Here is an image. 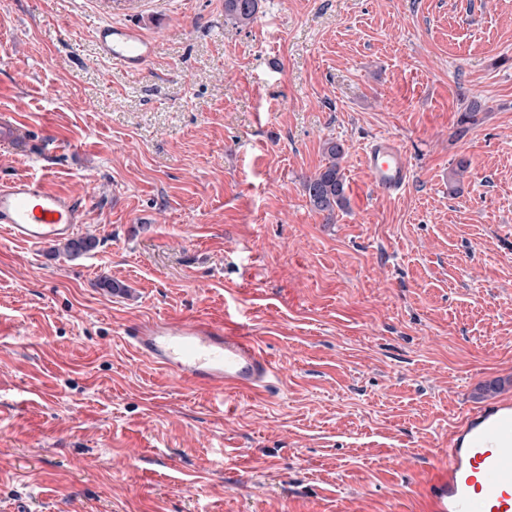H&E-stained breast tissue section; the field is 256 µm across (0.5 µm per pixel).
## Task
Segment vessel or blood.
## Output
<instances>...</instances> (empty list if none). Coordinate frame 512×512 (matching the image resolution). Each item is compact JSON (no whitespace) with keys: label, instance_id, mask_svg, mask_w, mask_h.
Here are the masks:
<instances>
[{"label":"vessel or blood","instance_id":"b4317fda","mask_svg":"<svg viewBox=\"0 0 512 512\" xmlns=\"http://www.w3.org/2000/svg\"><path fill=\"white\" fill-rule=\"evenodd\" d=\"M93 40L105 62L133 76L147 71L158 45L157 37L129 20H102ZM0 144L19 147L32 163L44 159L42 138L24 137L12 120L0 121ZM364 156L378 193L396 196L408 186L412 169L396 140L375 137ZM89 203L53 189L47 174H21L0 183V230L14 241L46 247L74 236ZM127 340L142 360L213 395L273 389L275 366L251 333L200 319H173L132 327ZM444 453L447 464L426 470L424 512H512L511 402L470 410Z\"/></svg>","mask_w":512,"mask_h":512}]
</instances>
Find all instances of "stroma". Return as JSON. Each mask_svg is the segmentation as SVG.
<instances>
[{
	"label": "stroma",
	"mask_w": 512,
	"mask_h": 512,
	"mask_svg": "<svg viewBox=\"0 0 512 512\" xmlns=\"http://www.w3.org/2000/svg\"><path fill=\"white\" fill-rule=\"evenodd\" d=\"M104 3L0 0V113L97 241L0 236V512H421L478 386L512 400V0H259L246 26L153 0L139 76L98 57ZM381 134L412 168L393 197ZM330 138L331 222L304 188ZM228 311L272 394L215 401L123 339ZM0 144L3 146H20V153L34 164H38L45 159L43 138H25L11 119L0 121ZM365 169L372 187L380 194L399 195L412 177L407 155L390 136H377L364 151Z\"/></svg>",
	"instance_id": "1"
}]
</instances>
